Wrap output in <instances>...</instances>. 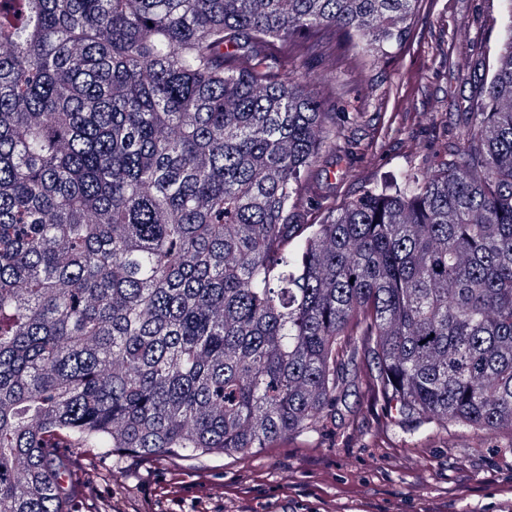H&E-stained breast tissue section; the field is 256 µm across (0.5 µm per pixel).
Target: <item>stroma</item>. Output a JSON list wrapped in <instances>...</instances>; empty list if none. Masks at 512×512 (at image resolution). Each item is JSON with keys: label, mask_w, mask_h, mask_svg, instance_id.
Segmentation results:
<instances>
[{"label": "stroma", "mask_w": 512, "mask_h": 512, "mask_svg": "<svg viewBox=\"0 0 512 512\" xmlns=\"http://www.w3.org/2000/svg\"><path fill=\"white\" fill-rule=\"evenodd\" d=\"M506 0H423L407 39L378 59L326 34L312 62L289 59L317 80L336 124L298 203L297 224L321 223L362 190L411 168L438 169L444 143L465 135V114L489 81ZM72 512H512V435L449 428L418 441L357 394L305 437L242 456L155 460L66 448Z\"/></svg>", "instance_id": "obj_1"}]
</instances>
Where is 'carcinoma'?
I'll list each match as a JSON object with an SVG mask.
<instances>
[{
	"label": "carcinoma",
	"instance_id": "obj_1",
	"mask_svg": "<svg viewBox=\"0 0 512 512\" xmlns=\"http://www.w3.org/2000/svg\"><path fill=\"white\" fill-rule=\"evenodd\" d=\"M419 2L0 0V512H65L58 435L247 455L362 387L512 433V22L439 169L292 223L331 117L272 47Z\"/></svg>",
	"mask_w": 512,
	"mask_h": 512
}]
</instances>
